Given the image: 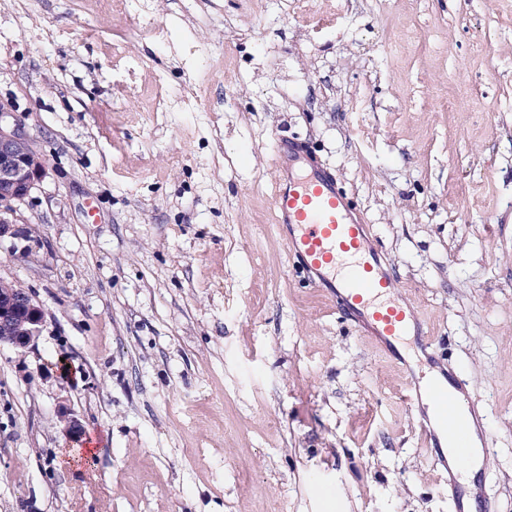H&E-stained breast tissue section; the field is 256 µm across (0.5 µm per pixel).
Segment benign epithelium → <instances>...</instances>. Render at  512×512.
<instances>
[{
  "label": "benign epithelium",
  "mask_w": 512,
  "mask_h": 512,
  "mask_svg": "<svg viewBox=\"0 0 512 512\" xmlns=\"http://www.w3.org/2000/svg\"><path fill=\"white\" fill-rule=\"evenodd\" d=\"M11 113L0 104V240L16 239L22 230L8 218L14 205L23 201L44 172V162L34 151L22 124L7 123ZM42 304L24 288H13L0 280V345L18 350L32 348L45 324ZM68 438L76 442L84 435L80 420L67 410L59 412Z\"/></svg>",
  "instance_id": "1"
}]
</instances>
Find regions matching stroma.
<instances>
[{
    "instance_id": "35a3bbf8",
    "label": "stroma",
    "mask_w": 512,
    "mask_h": 512,
    "mask_svg": "<svg viewBox=\"0 0 512 512\" xmlns=\"http://www.w3.org/2000/svg\"><path fill=\"white\" fill-rule=\"evenodd\" d=\"M0 102L46 164L0 279L47 311L0 345V512H452L397 371L288 272L279 135L357 201L485 417L466 491L512 512V0H0Z\"/></svg>"
}]
</instances>
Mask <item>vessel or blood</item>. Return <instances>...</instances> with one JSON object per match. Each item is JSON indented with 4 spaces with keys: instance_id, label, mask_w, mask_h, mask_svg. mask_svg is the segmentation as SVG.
<instances>
[{
    "instance_id": "vessel-or-blood-1",
    "label": "vessel or blood",
    "mask_w": 512,
    "mask_h": 512,
    "mask_svg": "<svg viewBox=\"0 0 512 512\" xmlns=\"http://www.w3.org/2000/svg\"><path fill=\"white\" fill-rule=\"evenodd\" d=\"M273 161L277 172L274 221L285 228L293 270L303 274L309 286L321 289L337 311L356 320L383 347L406 379L411 405L429 402L433 422L422 428L428 453L439 450L438 430L462 439L480 431L478 412L461 416L455 392L421 378L397 353V344L410 336L423 352L433 351L434 333L398 280L386 271L369 224L332 170L297 137H279Z\"/></svg>"
}]
</instances>
